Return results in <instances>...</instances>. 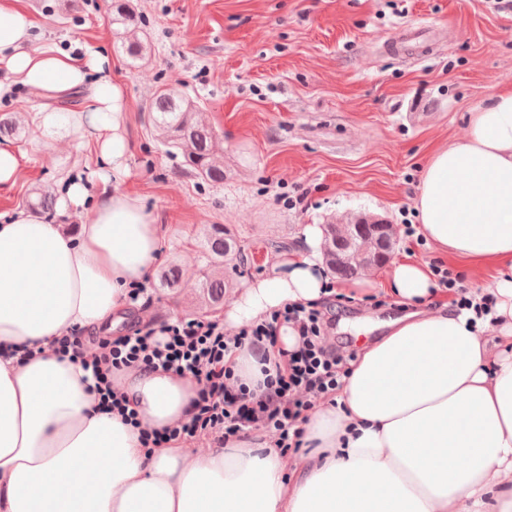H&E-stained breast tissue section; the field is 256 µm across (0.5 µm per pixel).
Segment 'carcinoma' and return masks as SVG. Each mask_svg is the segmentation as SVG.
Here are the masks:
<instances>
[{"label":"carcinoma","mask_w":512,"mask_h":512,"mask_svg":"<svg viewBox=\"0 0 512 512\" xmlns=\"http://www.w3.org/2000/svg\"><path fill=\"white\" fill-rule=\"evenodd\" d=\"M109 22L117 26L116 37L133 60L143 58L147 36L139 29L137 16L126 0H114ZM150 120L160 141L183 158V165L194 174L214 184L224 182V151L220 150L212 127L199 119V113L174 87L157 90ZM390 225L367 216H358L344 227L328 225L323 251L328 265L345 277L360 275L383 262L393 245ZM203 248L207 253L206 268L198 284L199 308L207 311L224 304L225 290L233 287L224 273L227 262L241 255L236 235L222 224L213 225L206 234ZM181 275L171 266L160 274V286L178 292Z\"/></svg>","instance_id":"carcinoma-1"}]
</instances>
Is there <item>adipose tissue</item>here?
<instances>
[{
    "label": "adipose tissue",
    "instance_id": "adipose-tissue-1",
    "mask_svg": "<svg viewBox=\"0 0 512 512\" xmlns=\"http://www.w3.org/2000/svg\"><path fill=\"white\" fill-rule=\"evenodd\" d=\"M32 29L23 11L0 15V67L12 77L0 98L15 82L54 94L89 87V109L48 112L43 124H70L113 174L126 173L125 98L104 74L107 55L30 50ZM466 129L422 167L417 233L438 257L490 270L495 306L481 318L450 309L429 263L411 258L381 279L341 283L384 289L410 312L351 362L334 402L310 413V452L291 478L257 436L147 452L137 428L100 412L91 372L58 358L72 328L124 319L130 286L160 261L166 233L140 198L102 195L73 235L22 210L0 224V512H512L501 479L512 472V85L469 112ZM320 243L307 225L302 244L225 308V328L322 299ZM120 386L156 429L183 418L195 395L190 379L160 369H128Z\"/></svg>",
    "mask_w": 512,
    "mask_h": 512
}]
</instances>
